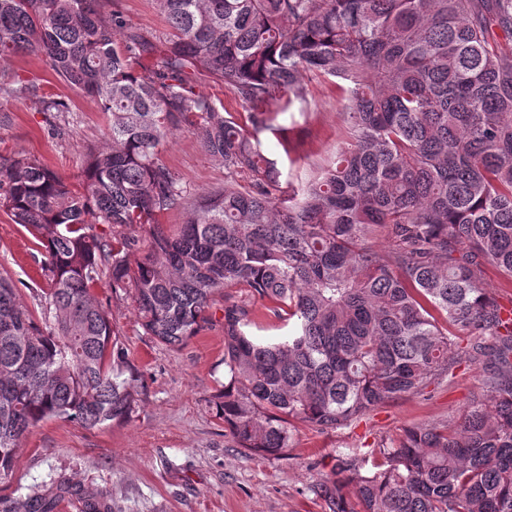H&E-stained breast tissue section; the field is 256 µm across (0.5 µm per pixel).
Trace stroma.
Returning a JSON list of instances; mask_svg holds the SVG:
<instances>
[{"label":"stroma","instance_id":"35a3bbf8","mask_svg":"<svg viewBox=\"0 0 512 512\" xmlns=\"http://www.w3.org/2000/svg\"><path fill=\"white\" fill-rule=\"evenodd\" d=\"M9 66L67 101L74 120L56 136L44 113L19 100L2 102L12 121L0 129V153L36 157L77 182L86 148L104 142L106 121L97 104L61 83L42 56H17ZM342 105L335 85L312 79L305 108L278 115V124L293 129L290 151L271 146L284 175L300 179L335 150ZM161 158L189 195L224 184L223 164L192 134L174 133ZM41 260L32 235L0 211V273L35 313L47 290ZM95 294L143 375L140 409L129 422L93 430L64 419L40 423L19 448L12 475L0 480V512L63 480L107 491L113 512H325L310 487L331 471L337 449L366 452L382 437L459 413L471 404L481 372L479 364L462 361L448 381L378 408L343 432L320 434L301 425L288 456H247L235 448L213 405L224 383L221 310H213L209 325L184 346L170 348L145 335L125 293L102 283Z\"/></svg>","mask_w":512,"mask_h":512}]
</instances>
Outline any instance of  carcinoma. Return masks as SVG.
Here are the masks:
<instances>
[{
  "mask_svg": "<svg viewBox=\"0 0 512 512\" xmlns=\"http://www.w3.org/2000/svg\"><path fill=\"white\" fill-rule=\"evenodd\" d=\"M148 34L112 0H0V61L41 55L106 116L78 186L39 159L0 154V210L42 249L39 315L0 274V480L52 418L93 429L131 420L144 379L94 289L131 297L144 333L179 347L222 298L224 390L235 447L278 459L296 424L338 433L453 374L457 339L483 364L462 413L408 427L370 456L350 448L310 491L328 512H512V311L485 268L512 280V0H155ZM329 80L346 104L333 156L281 181L261 136L267 106ZM206 77L248 108L236 121ZM30 103L52 133L68 104L0 73V99ZM176 131L224 164L193 198L160 157ZM185 211L176 228L159 223ZM96 224L149 226L145 244ZM378 236L388 241L380 249ZM243 288L247 297L226 293ZM293 322L249 333L256 304ZM41 490L13 512H55ZM85 512H112L101 491Z\"/></svg>",
  "mask_w": 512,
  "mask_h": 512,
  "instance_id": "1",
  "label": "carcinoma"
}]
</instances>
